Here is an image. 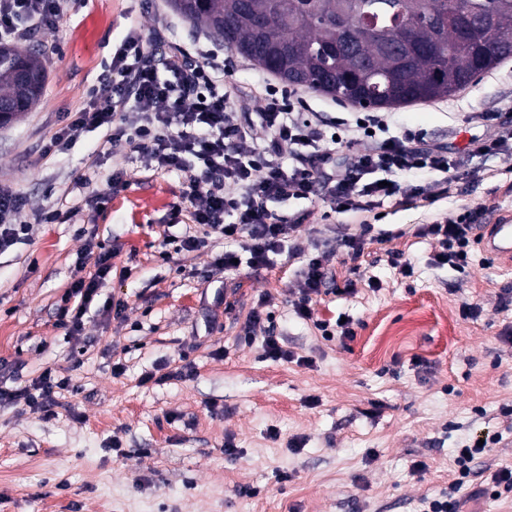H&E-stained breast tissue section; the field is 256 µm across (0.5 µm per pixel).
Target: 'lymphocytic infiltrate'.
Masks as SVG:
<instances>
[{
  "instance_id": "1",
  "label": "lymphocytic infiltrate",
  "mask_w": 512,
  "mask_h": 512,
  "mask_svg": "<svg viewBox=\"0 0 512 512\" xmlns=\"http://www.w3.org/2000/svg\"><path fill=\"white\" fill-rule=\"evenodd\" d=\"M68 0H0V41L25 36L27 31L53 29L67 18ZM165 46L162 66L152 62V47ZM168 78H161L160 70ZM224 52L213 43L194 52L156 28L143 33L131 28L106 64L83 107L70 115L44 145V153L68 150L81 133L104 129V144L123 147L144 169L184 172L181 200L196 226L180 242L191 252L208 239L234 242V249L217 255L215 263L234 267L240 253L251 265L265 264L280 251L303 223L288 218L276 203L294 198L321 197L338 213H371L385 199L412 207L448 197L457 179V166L443 146L409 135H389L390 115L365 108L352 119L329 117L308 106H296L295 91L264 82L254 86L260 99L256 111L241 112L240 89L225 78ZM356 148L348 168L336 162L339 151ZM387 174L380 186L379 174ZM404 173H428L421 185L399 182ZM25 198L0 182V254L28 236L22 220ZM479 211L466 210L435 224H423L419 235L434 237L441 265L463 266L477 243ZM327 253L308 256L299 271L301 296L295 305L300 318H315L314 296L326 280ZM112 270V254L100 251L94 270L75 280L70 289L77 305H61L57 324L69 334L82 330L84 312ZM69 378L45 370L32 386L0 387V405H26L54 415L62 392L71 391Z\"/></svg>"
}]
</instances>
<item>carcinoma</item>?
I'll return each instance as SVG.
<instances>
[{
	"instance_id": "cac0c4a2",
	"label": "carcinoma",
	"mask_w": 512,
	"mask_h": 512,
	"mask_svg": "<svg viewBox=\"0 0 512 512\" xmlns=\"http://www.w3.org/2000/svg\"><path fill=\"white\" fill-rule=\"evenodd\" d=\"M190 24L261 65L274 57L293 86L360 107L430 101L465 87L512 56V0H172ZM25 72L28 78L20 77ZM46 71L38 54L0 45V103L8 120L41 98Z\"/></svg>"
}]
</instances>
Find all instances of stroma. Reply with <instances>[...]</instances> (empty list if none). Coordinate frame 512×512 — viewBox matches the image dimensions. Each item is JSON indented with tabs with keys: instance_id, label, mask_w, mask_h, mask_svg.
Instances as JSON below:
<instances>
[{
	"instance_id": "stroma-1",
	"label": "stroma",
	"mask_w": 512,
	"mask_h": 512,
	"mask_svg": "<svg viewBox=\"0 0 512 512\" xmlns=\"http://www.w3.org/2000/svg\"><path fill=\"white\" fill-rule=\"evenodd\" d=\"M68 14L19 40L40 53L45 90L0 126V181L27 197L33 226L0 256V386L30 385L51 368L73 389L55 416L0 407V512H418L456 480V449L482 439L489 451L459 492L465 510L512 512V492L480 493L494 471L512 469V343L501 338L512 327V261L476 245L465 268L439 266L437 241L417 233L466 209L491 223L512 216V155L468 145L512 125V58L451 96L392 111L397 132L448 145L459 171L450 197L384 207L381 223L396 237L356 261L341 236L361 233L359 215L291 199L279 211L305 218L291 253L227 271L214 263L224 242L175 246L186 229L172 216L183 173L95 156L97 130L41 154L131 26L168 29L189 49L204 29L170 0H70ZM116 169L126 187L105 208L91 204ZM48 208L66 212L65 223H38ZM90 241L112 250V272L70 336L57 308ZM387 250L412 274L391 268ZM319 251L330 254L331 291L314 297L315 314L349 318L353 338L322 336L295 312L297 272ZM266 292L272 301L260 304ZM119 301L118 317L110 306ZM470 303L477 317H463ZM256 310L263 319L252 327ZM270 331L293 361L266 356Z\"/></svg>"
}]
</instances>
